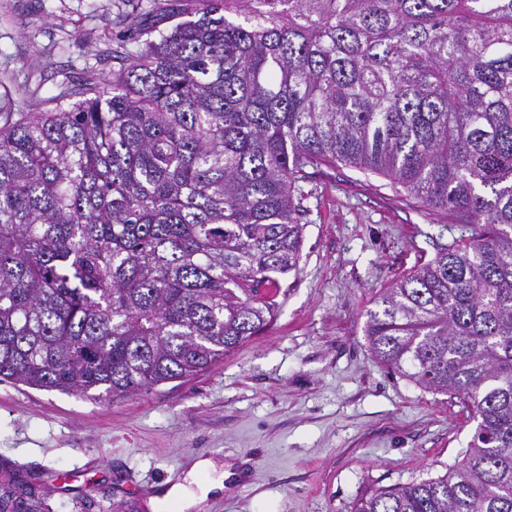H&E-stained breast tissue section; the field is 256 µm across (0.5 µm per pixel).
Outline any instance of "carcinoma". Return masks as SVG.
<instances>
[{
	"instance_id": "carcinoma-1",
	"label": "carcinoma",
	"mask_w": 512,
	"mask_h": 512,
	"mask_svg": "<svg viewBox=\"0 0 512 512\" xmlns=\"http://www.w3.org/2000/svg\"><path fill=\"white\" fill-rule=\"evenodd\" d=\"M66 107L0 123V382L95 400L204 371L299 270L300 183L344 164L465 235L365 336L477 421L435 479L349 512H512V0H166Z\"/></svg>"
}]
</instances>
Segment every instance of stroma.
Instances as JSON below:
<instances>
[{
	"mask_svg": "<svg viewBox=\"0 0 512 512\" xmlns=\"http://www.w3.org/2000/svg\"><path fill=\"white\" fill-rule=\"evenodd\" d=\"M148 0H0V111L58 94L78 100L87 71L109 88L112 49H140ZM132 18L119 25L117 14ZM308 194L298 272L280 309L212 368L97 401L0 383V485H28L40 512H153L146 489L204 457L251 465L247 486L191 512H347L359 490L443 476L476 426L456 399L389 371L366 313L395 279L460 238L430 224L401 187L336 164Z\"/></svg>",
	"mask_w": 512,
	"mask_h": 512,
	"instance_id": "1",
	"label": "stroma"
}]
</instances>
